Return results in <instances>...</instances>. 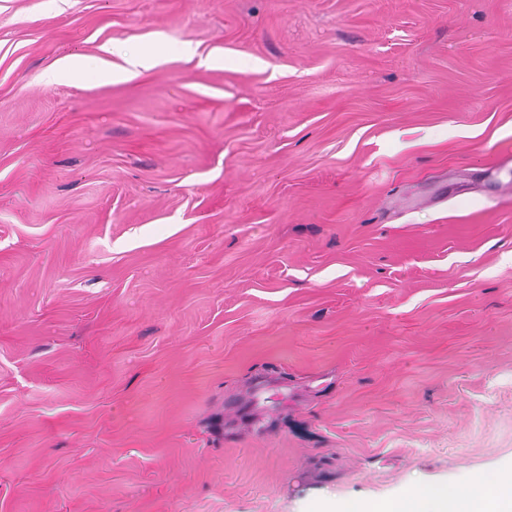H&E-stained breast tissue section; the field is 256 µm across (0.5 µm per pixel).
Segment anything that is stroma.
<instances>
[{
  "instance_id": "stroma-1",
  "label": "stroma",
  "mask_w": 512,
  "mask_h": 512,
  "mask_svg": "<svg viewBox=\"0 0 512 512\" xmlns=\"http://www.w3.org/2000/svg\"><path fill=\"white\" fill-rule=\"evenodd\" d=\"M511 470L512 0H0V512ZM127 57L130 61V68H126L120 71H112L105 70L104 72H100L98 77L104 80H124L134 74L139 73L140 68L147 69L151 66L153 57L149 54L139 53V54H129L127 53Z\"/></svg>"
}]
</instances>
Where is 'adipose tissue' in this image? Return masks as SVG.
Wrapping results in <instances>:
<instances>
[{
	"instance_id": "obj_1",
	"label": "adipose tissue",
	"mask_w": 512,
	"mask_h": 512,
	"mask_svg": "<svg viewBox=\"0 0 512 512\" xmlns=\"http://www.w3.org/2000/svg\"><path fill=\"white\" fill-rule=\"evenodd\" d=\"M363 512H512V473L473 482L455 495L414 492L387 503L370 504Z\"/></svg>"
}]
</instances>
